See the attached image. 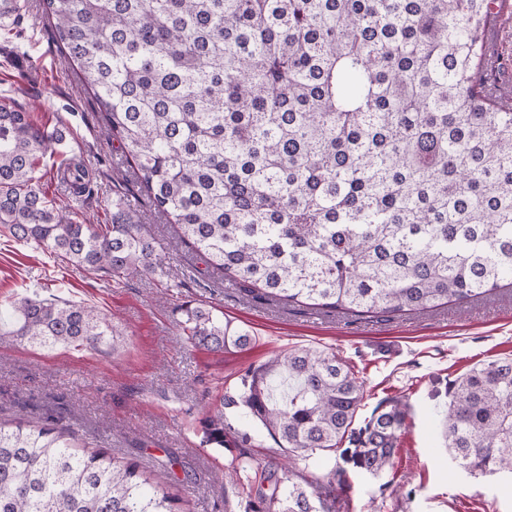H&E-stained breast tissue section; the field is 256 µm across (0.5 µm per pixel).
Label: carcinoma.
I'll list each match as a JSON object with an SVG mask.
<instances>
[{"instance_id":"carcinoma-1","label":"carcinoma","mask_w":512,"mask_h":512,"mask_svg":"<svg viewBox=\"0 0 512 512\" xmlns=\"http://www.w3.org/2000/svg\"><path fill=\"white\" fill-rule=\"evenodd\" d=\"M495 0H0V19L47 26L92 92L136 184L181 242L264 301L375 317L463 305L512 288V101L482 63ZM65 138L0 100V233L77 270L119 280L159 264L136 212L80 224L48 198L40 157ZM86 203L92 173L55 168ZM9 334L41 347L117 348L94 310L24 297ZM194 347L256 337L206 303L182 308ZM336 354L291 349L249 368L202 425L224 447L241 407L297 465L336 453L362 406ZM405 402L379 405L354 464L378 476L405 427ZM471 475L512 473V357L452 386L442 431ZM54 420L0 423V512H175L133 463L78 451ZM259 512H336V495L259 475Z\"/></svg>"}]
</instances>
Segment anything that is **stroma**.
I'll return each mask as SVG.
<instances>
[{
    "mask_svg": "<svg viewBox=\"0 0 512 512\" xmlns=\"http://www.w3.org/2000/svg\"><path fill=\"white\" fill-rule=\"evenodd\" d=\"M11 26L0 20V96L29 109L39 125L67 127L65 141L40 162L44 191L67 205L51 173L55 156L90 160L96 188L83 219L110 223L112 199L123 195L167 274L115 282L1 235L0 306L32 293L67 299L105 316L124 338L115 352L48 349L19 343L1 324V423H34L53 414L75 431L76 446H100L115 460L138 465L150 487L178 494L179 512H251L255 487L229 480L228 472L244 458L282 469L283 452L239 408L224 411L237 437L223 447L202 445L200 423L224 394L235 393L249 367L294 348H318L336 353L364 383L356 426L385 399L398 396L408 406L393 464L381 476L340 457L314 459L305 469L306 478L321 483L345 470L350 486L338 493L337 512H512V476L460 470L442 435L451 384L474 366L512 357V292L392 318L333 315L255 298L208 269L150 207L105 136L91 93L46 30L28 31L21 41ZM21 58L37 74L36 85L21 78ZM189 301L212 304L253 332L255 344L228 352L191 346L180 326V307Z\"/></svg>",
    "mask_w": 512,
    "mask_h": 512,
    "instance_id": "stroma-1",
    "label": "stroma"
}]
</instances>
